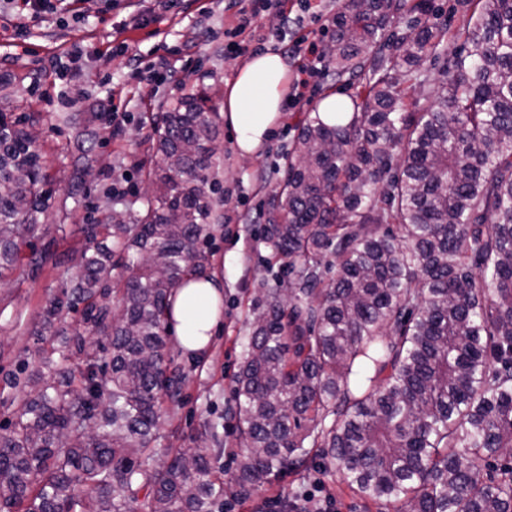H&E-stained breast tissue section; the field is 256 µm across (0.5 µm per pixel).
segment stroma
I'll return each instance as SVG.
<instances>
[{
  "mask_svg": "<svg viewBox=\"0 0 512 512\" xmlns=\"http://www.w3.org/2000/svg\"><path fill=\"white\" fill-rule=\"evenodd\" d=\"M225 0H180L168 12L154 0H79L77 12L44 11L27 17V34L13 38L14 18L0 12V111L8 119L40 117L38 149L52 197L33 247L0 280V434L9 433L25 403L34 399L56 364H76L57 332L87 331L82 307L64 310L46 326L54 298L70 287L90 242L83 229L108 209L133 219L142 213L151 188L147 173L158 162L151 148L150 115L171 101L169 83L130 71L158 56L188 74L186 94L208 91L224 104V87L241 58L224 51ZM157 11L140 28L135 16ZM117 107L120 128L104 120L102 107ZM300 111H283L269 141L254 156L240 157L234 134L221 128L213 159L214 204L221 216L201 241L204 271L224 290V316L205 352L191 355L166 335V355L185 374L177 401L164 402L163 423L148 454L159 462L181 448L200 446L206 425L218 427L223 451L217 467L233 470L238 448L232 389L251 325L265 305V288L276 287L266 269L270 251L261 239L268 196L296 135ZM331 496L330 512H392L364 500L338 469L308 468L283 474L251 498L229 502L230 512H281L283 501L302 493Z\"/></svg>",
  "mask_w": 512,
  "mask_h": 512,
  "instance_id": "1",
  "label": "stroma"
}]
</instances>
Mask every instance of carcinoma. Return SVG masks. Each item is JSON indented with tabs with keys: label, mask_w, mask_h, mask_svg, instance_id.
Returning <instances> with one entry per match:
<instances>
[{
	"label": "carcinoma",
	"mask_w": 512,
	"mask_h": 512,
	"mask_svg": "<svg viewBox=\"0 0 512 512\" xmlns=\"http://www.w3.org/2000/svg\"><path fill=\"white\" fill-rule=\"evenodd\" d=\"M467 2L453 32L387 34L428 0H347L337 18L324 55L352 93L332 123L304 113L266 204L263 240L290 288L269 291L245 346L225 480L200 448L143 460L161 398L181 395L183 375L164 367L166 310L202 270L219 135L203 94L162 113L144 213L105 225L112 248L83 253L45 316L85 304L109 360L61 333L80 363L56 369L0 435V512H137L141 494L148 512H215L316 459L394 512H512V0ZM450 43L435 105L407 111L422 62ZM27 122L0 113V278L52 195ZM116 267L115 318L97 297Z\"/></svg>",
	"instance_id": "cac0c4a2"
}]
</instances>
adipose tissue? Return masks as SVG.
Instances as JSON below:
<instances>
[{
    "mask_svg": "<svg viewBox=\"0 0 512 512\" xmlns=\"http://www.w3.org/2000/svg\"><path fill=\"white\" fill-rule=\"evenodd\" d=\"M288 91V72L280 56H252L224 90V123L234 134L239 156L255 154L277 125ZM224 305L221 285L212 274L189 277L169 298L166 320L185 352H204Z\"/></svg>",
    "mask_w": 512,
    "mask_h": 512,
    "instance_id": "1",
    "label": "adipose tissue"
}]
</instances>
